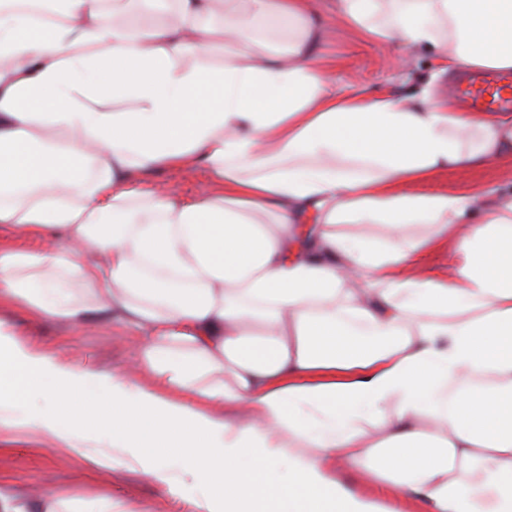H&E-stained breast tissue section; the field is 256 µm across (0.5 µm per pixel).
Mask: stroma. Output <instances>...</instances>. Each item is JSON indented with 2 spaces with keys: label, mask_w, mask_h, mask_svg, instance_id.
Masks as SVG:
<instances>
[{
  "label": "stroma",
  "mask_w": 512,
  "mask_h": 512,
  "mask_svg": "<svg viewBox=\"0 0 512 512\" xmlns=\"http://www.w3.org/2000/svg\"><path fill=\"white\" fill-rule=\"evenodd\" d=\"M317 23L324 27L322 64L337 92L372 97L419 96L425 93L448 100L459 72L447 66L435 51H402L395 44L364 40L335 22L323 0H317ZM210 174L199 165L162 170L141 180V188L164 185L172 194L190 198ZM486 192L491 200L512 197V166L492 164L470 171H450L418 184L421 193ZM0 319L13 324L36 344L56 348L72 363L128 376L141 386L152 384L139 365L143 339L118 321H92L79 326L60 321L42 322L24 307L0 305ZM78 448L52 446L37 431L0 433V492L9 494L26 512H42L48 502L68 499L91 501L110 498L114 512H190L191 500L200 496L199 485L187 483L174 495L161 493L141 471L123 459L112 468L92 472L82 463ZM339 479L359 495L377 500L384 512H425L416 499H398L381 485L358 477L353 468L341 467Z\"/></svg>",
  "instance_id": "1"
}]
</instances>
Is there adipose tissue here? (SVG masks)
Masks as SVG:
<instances>
[{
	"instance_id": "1",
	"label": "adipose tissue",
	"mask_w": 512,
	"mask_h": 512,
	"mask_svg": "<svg viewBox=\"0 0 512 512\" xmlns=\"http://www.w3.org/2000/svg\"><path fill=\"white\" fill-rule=\"evenodd\" d=\"M44 2L0 0V231L43 242L0 247V303L142 332L157 387L0 320V430L89 442L91 470L121 452L170 495L201 483L193 512H258L260 495L380 512L339 464L430 512H512V202L412 190L512 161V120L336 93L311 0H166L151 22L126 0H62L56 17ZM331 9L372 40L512 68V0ZM206 52L222 66L201 70ZM189 160L212 175L193 198L137 188ZM344 221L383 232L336 234ZM446 246L447 274L404 277ZM23 396L51 407L18 416ZM219 401L248 421L210 415Z\"/></svg>"
}]
</instances>
